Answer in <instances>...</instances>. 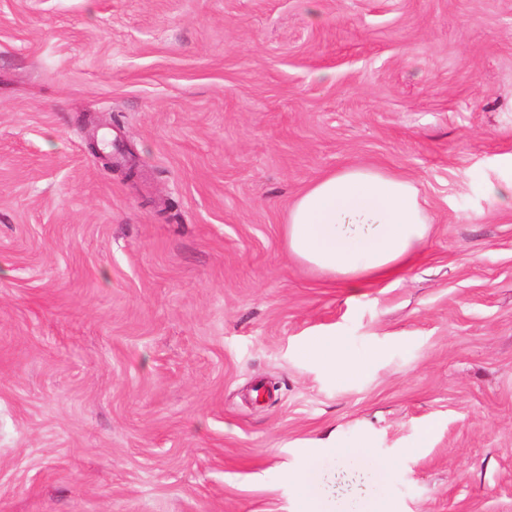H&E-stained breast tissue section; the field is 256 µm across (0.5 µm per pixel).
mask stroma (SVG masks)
Returning <instances> with one entry per match:
<instances>
[{
	"mask_svg": "<svg viewBox=\"0 0 512 512\" xmlns=\"http://www.w3.org/2000/svg\"><path fill=\"white\" fill-rule=\"evenodd\" d=\"M507 154L512 0H0V512L363 498L331 438L395 461L384 512H512ZM353 164L435 218L357 288L284 239ZM488 191L501 208L512 210V155L504 157L500 181ZM307 354L318 359L330 372L339 369L349 376H355L362 370V363L339 352L336 337L323 336L315 339L307 348ZM324 480L320 472L309 470L297 479V492L304 512H335L336 501L323 495Z\"/></svg>",
	"mask_w": 512,
	"mask_h": 512,
	"instance_id": "obj_1",
	"label": "stroma"
}]
</instances>
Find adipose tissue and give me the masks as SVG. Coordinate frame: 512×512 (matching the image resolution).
<instances>
[{
  "label": "adipose tissue",
  "mask_w": 512,
  "mask_h": 512,
  "mask_svg": "<svg viewBox=\"0 0 512 512\" xmlns=\"http://www.w3.org/2000/svg\"><path fill=\"white\" fill-rule=\"evenodd\" d=\"M433 222L416 181L348 166L297 196L285 235L298 260L326 278L357 285L419 258Z\"/></svg>",
  "instance_id": "adipose-tissue-1"
}]
</instances>
